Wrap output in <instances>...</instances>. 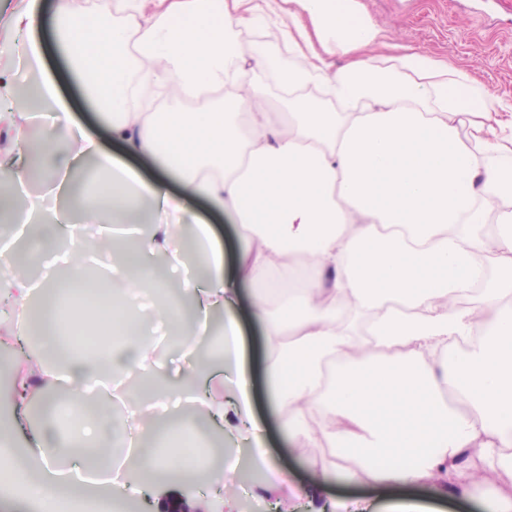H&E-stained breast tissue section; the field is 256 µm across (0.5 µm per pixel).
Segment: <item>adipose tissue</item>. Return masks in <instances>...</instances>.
Returning <instances> with one entry per match:
<instances>
[{
	"label": "adipose tissue",
	"mask_w": 512,
	"mask_h": 512,
	"mask_svg": "<svg viewBox=\"0 0 512 512\" xmlns=\"http://www.w3.org/2000/svg\"><path fill=\"white\" fill-rule=\"evenodd\" d=\"M161 2L96 0L94 13L80 15L72 0H56L53 32L88 97L105 103L111 139L175 176L177 198L70 118L45 75L38 0L11 19L26 35L18 56L36 96L56 113L55 133L67 142L59 152L48 137L21 140L20 154L37 155L54 175V206L28 198L27 220L68 244V278L89 280V253L106 258L108 277L92 297L72 295L63 308L38 296L27 275L0 278V303L11 314L24 317L42 301L41 354L51 362L50 384L27 392L43 404L42 421L29 424L23 412L0 418V465L20 485L65 499L80 496L92 477L103 478L110 495L128 496L134 473L146 471L159 488L198 472L223 486L237 458L204 471L193 452L218 426L227 447L248 446L252 464L271 469L237 315L248 282L259 287L252 315L268 338L273 394L302 455L328 448L356 461L353 480L384 489L427 484L453 496L512 474V311L498 306L512 295V122L498 120L502 102L452 62L408 48L379 57L386 40L355 0H297L286 16L274 0ZM116 11L120 22L104 26ZM257 19L278 31L288 63L266 45L232 44L231 29ZM314 38L348 63L331 69L310 52ZM271 68L288 94L276 117L249 78ZM134 72L169 110H147L130 87ZM311 84L346 111L300 96ZM219 88L227 91L223 109L197 106ZM485 153L491 164H482ZM88 160L98 177L84 191L82 214L112 225L104 243L85 237L62 208ZM195 197L237 224L243 246L233 270L212 227L183 207ZM146 201L151 231L134 242L125 228ZM186 224L207 277L184 284L194 324L181 346L193 351L220 311L222 348L219 365L189 359L168 382L148 338L173 327L175 313L144 294L152 271L143 257L180 262ZM349 311L366 317L362 331L351 329ZM62 322L99 354L59 356ZM120 377L136 387L116 401L107 386ZM211 382L223 400L202 392ZM181 399L189 412L162 420L151 447L132 453L143 441L140 403L164 408ZM22 429L29 436L20 448ZM468 452L479 464L465 484L458 459Z\"/></svg>",
	"instance_id": "adipose-tissue-1"
}]
</instances>
